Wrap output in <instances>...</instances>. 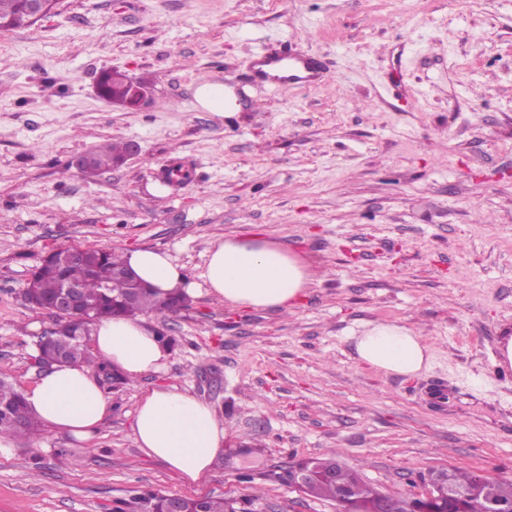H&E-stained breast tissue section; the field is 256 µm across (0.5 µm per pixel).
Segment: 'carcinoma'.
I'll return each instance as SVG.
<instances>
[{
  "mask_svg": "<svg viewBox=\"0 0 512 512\" xmlns=\"http://www.w3.org/2000/svg\"><path fill=\"white\" fill-rule=\"evenodd\" d=\"M24 10V0H0V18L15 19ZM127 150L125 144L100 145L91 150L92 170L100 171L112 167V162L122 157ZM84 258L62 266L53 259H46L32 276L31 287L25 294L34 298L32 308L48 311L56 300L60 287L66 281L76 282L83 288L87 298L93 303V318L100 320L116 315L136 316L145 313H155L165 316L173 311L183 298L174 294L166 299L156 296L153 289L148 288L136 296L135 309L127 310L121 297L130 287L124 275L127 270L125 261L112 250L86 249ZM57 330L52 340L42 347L45 355L63 353L73 362L94 368L104 375L108 381H119L121 376L112 371V365L93 354L88 342L78 337L82 329L65 318L56 319ZM10 433L36 444L40 439V423L29 412L23 394L7 377L0 373V434ZM451 483L462 495V512H488L492 502L506 506L512 505V481H488L476 483L472 472L454 470L451 472ZM348 484L355 489V494L364 504L373 503L378 497V491L362 481L353 471L338 474L337 481H312L307 486L306 493L320 499H336L338 485ZM251 501L241 500V505L233 506L222 496H209L198 504L187 501L189 512H248L247 505Z\"/></svg>",
  "mask_w": 512,
  "mask_h": 512,
  "instance_id": "obj_1",
  "label": "carcinoma"
}]
</instances>
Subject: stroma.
<instances>
[{
  "instance_id": "1",
  "label": "stroma",
  "mask_w": 512,
  "mask_h": 512,
  "mask_svg": "<svg viewBox=\"0 0 512 512\" xmlns=\"http://www.w3.org/2000/svg\"><path fill=\"white\" fill-rule=\"evenodd\" d=\"M320 56L327 76L251 78L263 43ZM116 68L149 103L112 106ZM221 82L236 113L198 108ZM133 142L124 165L76 159ZM272 239L316 281L295 311L235 308L201 278L211 244ZM152 248L181 266L178 312L146 315L165 367L106 389L87 442L42 430L0 457V512H135L145 491L253 498V512H336L283 483L338 451L380 493L415 498L433 471L512 479V0H60L0 30V373L35 385L54 325L23 290L50 252ZM414 327L434 351L405 378L360 365L366 322ZM447 384L444 407L424 385ZM175 386L224 419V450L191 484L138 448L143 393ZM252 481H244V474ZM121 74H103L97 84V94L112 99V105L128 111H139L148 98L147 86L124 71Z\"/></svg>"
}]
</instances>
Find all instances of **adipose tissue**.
I'll list each match as a JSON object with an SVG mask.
<instances>
[{
  "mask_svg": "<svg viewBox=\"0 0 512 512\" xmlns=\"http://www.w3.org/2000/svg\"><path fill=\"white\" fill-rule=\"evenodd\" d=\"M123 257L159 296L178 288L183 274L164 252L140 248ZM210 294L231 306L288 310L312 282L309 267L273 240L227 238L209 250L202 274ZM95 354L130 378L160 370L168 349L143 319L119 316L91 327ZM359 364L387 374L412 377L431 362V348L412 327L398 322L364 323L354 336ZM27 407L47 428L78 439L91 437L107 416L109 401L87 367L55 365L24 393ZM135 440L186 481L209 473L224 449V425L217 411L188 391L154 388L135 414Z\"/></svg>",
  "mask_w": 512,
  "mask_h": 512,
  "instance_id": "1",
  "label": "adipose tissue"
}]
</instances>
